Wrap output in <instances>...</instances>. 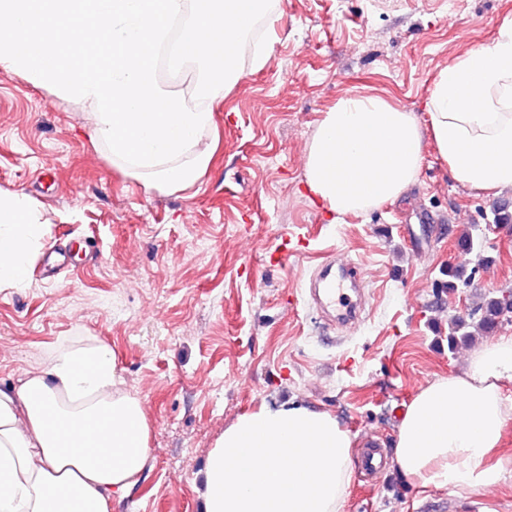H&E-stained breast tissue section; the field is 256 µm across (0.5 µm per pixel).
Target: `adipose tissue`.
Wrapping results in <instances>:
<instances>
[{"label": "adipose tissue", "instance_id": "ef3b65f1", "mask_svg": "<svg viewBox=\"0 0 512 512\" xmlns=\"http://www.w3.org/2000/svg\"><path fill=\"white\" fill-rule=\"evenodd\" d=\"M439 156L458 182L512 188V21L489 44L442 70L427 102ZM423 136L413 113L372 94L339 99L306 149V186L328 212L356 215L398 198L415 180ZM43 227L0 196V288L29 277ZM512 336L480 345L463 373L410 400L393 462L423 484L488 488L512 401ZM150 425L121 387L106 346L74 343L11 385H0V512H112L150 468ZM352 438L330 412L262 405L228 425L202 477L205 512H341Z\"/></svg>", "mask_w": 512, "mask_h": 512}]
</instances>
